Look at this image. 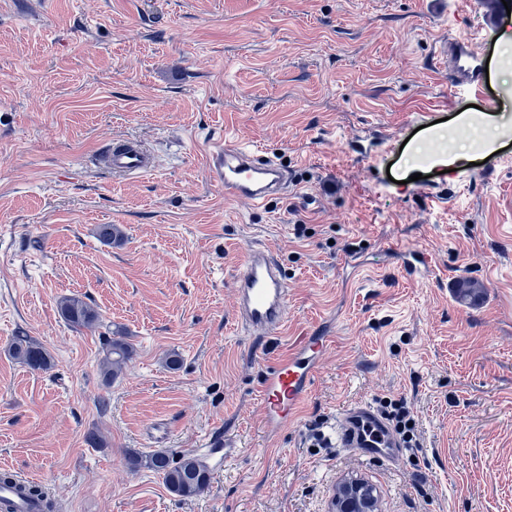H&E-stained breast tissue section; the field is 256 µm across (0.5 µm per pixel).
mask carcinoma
Listing matches in <instances>:
<instances>
[{
  "label": "carcinoma",
  "instance_id": "obj_1",
  "mask_svg": "<svg viewBox=\"0 0 512 512\" xmlns=\"http://www.w3.org/2000/svg\"><path fill=\"white\" fill-rule=\"evenodd\" d=\"M57 308L59 315L74 328L93 329L99 323L98 313L78 297L62 298ZM9 354L33 371H46L52 366L49 352L39 342L22 334L13 338ZM134 354V345L128 337L119 335L108 340L100 363L103 381L109 384L118 378ZM128 462L134 470L147 468L160 475L167 489L179 497L199 496L210 484L209 470L195 455H184L175 461L164 452L143 455L132 451Z\"/></svg>",
  "mask_w": 512,
  "mask_h": 512
}]
</instances>
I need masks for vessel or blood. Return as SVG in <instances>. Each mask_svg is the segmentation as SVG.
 Masks as SVG:
<instances>
[{
    "mask_svg": "<svg viewBox=\"0 0 512 512\" xmlns=\"http://www.w3.org/2000/svg\"><path fill=\"white\" fill-rule=\"evenodd\" d=\"M505 13L502 0H487L479 37L451 39L440 46L438 57L448 64L452 91L481 88L485 49L497 29V17ZM101 157L116 174L141 176L155 168L153 156L130 139L112 140ZM210 162L226 198L256 206L285 194L291 179L289 168L276 156L241 141L217 143ZM401 265L414 279L434 269L431 255L424 250L405 254ZM235 296L242 326L264 336L280 333L288 318V282L277 256L260 246L249 248L236 275ZM327 341L321 330L296 337L288 356L267 367L260 383L266 428L278 431L293 421L295 408L311 390ZM336 440L340 446L362 455L387 460L401 457L404 448L382 415L362 402L342 409ZM39 508L36 500L20 496L13 487H0V512H38Z\"/></svg>",
    "mask_w": 512,
    "mask_h": 512,
    "instance_id": "obj_1",
    "label": "vessel or blood"
}]
</instances>
